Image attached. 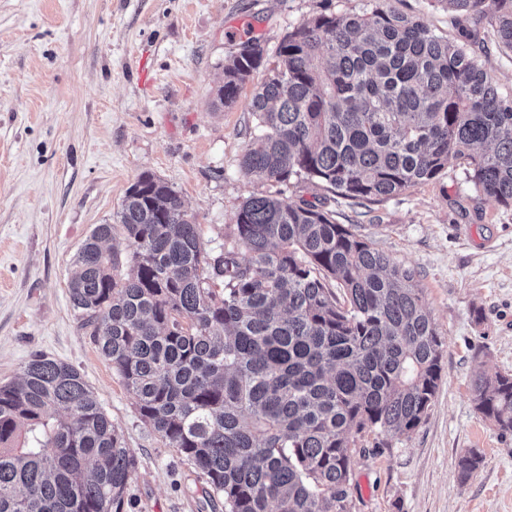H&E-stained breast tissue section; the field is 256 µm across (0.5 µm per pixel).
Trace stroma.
<instances>
[{
    "instance_id": "stroma-1",
    "label": "stroma",
    "mask_w": 512,
    "mask_h": 512,
    "mask_svg": "<svg viewBox=\"0 0 512 512\" xmlns=\"http://www.w3.org/2000/svg\"><path fill=\"white\" fill-rule=\"evenodd\" d=\"M455 39L442 0H389ZM367 0H0V383L44 354L75 367L138 460L128 512H224L205 480L141 420L132 393L69 300L83 241L145 172L166 182L220 249L244 201L277 184L245 176L253 73L217 106L224 61L256 38L267 62L293 26ZM475 51L501 89L512 57L481 26ZM375 248L415 268L443 342L436 400L408 435L358 437L353 512H512V431L475 408L476 371L512 374V207L477 193L461 166L358 207L330 202ZM482 457L460 477L457 460Z\"/></svg>"
}]
</instances>
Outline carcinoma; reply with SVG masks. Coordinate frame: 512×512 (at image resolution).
Instances as JSON below:
<instances>
[{
  "instance_id": "cac0c4a2",
  "label": "carcinoma",
  "mask_w": 512,
  "mask_h": 512,
  "mask_svg": "<svg viewBox=\"0 0 512 512\" xmlns=\"http://www.w3.org/2000/svg\"><path fill=\"white\" fill-rule=\"evenodd\" d=\"M388 0L292 28L248 106L244 175L363 204L464 166L512 206V95L471 50ZM512 52V0H444ZM265 49L224 63L236 104ZM328 197L253 196L229 241L145 172L76 258L71 306L141 420L205 476L224 512H352L355 435L413 431L435 400L442 341L417 271L338 224ZM123 234L130 252L102 242ZM476 409L512 431V375L478 374ZM482 462L458 458L466 478ZM137 460L81 374L46 355L0 384V512H126Z\"/></svg>"
}]
</instances>
